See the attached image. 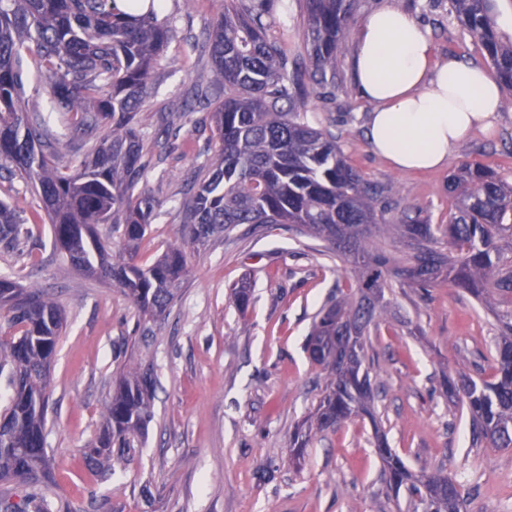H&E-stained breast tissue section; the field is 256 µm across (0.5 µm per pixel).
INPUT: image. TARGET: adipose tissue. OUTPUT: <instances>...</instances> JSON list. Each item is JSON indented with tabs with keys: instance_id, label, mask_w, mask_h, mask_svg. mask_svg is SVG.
<instances>
[{
	"instance_id": "1",
	"label": "adipose tissue",
	"mask_w": 512,
	"mask_h": 512,
	"mask_svg": "<svg viewBox=\"0 0 512 512\" xmlns=\"http://www.w3.org/2000/svg\"><path fill=\"white\" fill-rule=\"evenodd\" d=\"M352 73L369 114L372 150L397 171L446 167L475 132L496 135L504 91L478 65L436 63L427 32L402 9L368 13L354 36Z\"/></svg>"
}]
</instances>
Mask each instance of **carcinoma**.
Wrapping results in <instances>:
<instances>
[{
    "mask_svg": "<svg viewBox=\"0 0 512 512\" xmlns=\"http://www.w3.org/2000/svg\"><path fill=\"white\" fill-rule=\"evenodd\" d=\"M267 0H224L207 22L206 51L214 82L208 101L224 91L208 120L218 140L199 166L194 192L180 204L181 237L204 244L239 224H286L320 240L357 275L320 307L305 350L323 374L309 417L291 436L299 463L319 436L360 415L374 416L377 376L368 336L384 320L385 288H432L447 282L491 312L499 339L492 375L448 381L472 431L473 448L512 447V184L494 169L466 163L448 187L446 224H427L402 211L385 218L384 189L350 166L336 135L306 115L310 97L331 103L346 30L359 0H298L304 53L288 55ZM498 0H448L462 32L478 40L504 89L512 92V37L500 35ZM175 30L159 22L154 2L130 21L115 0H0V171L21 175L49 218L53 246L71 268L110 280L145 317L162 315L188 273L182 248L150 264L125 259L157 217L158 202L140 186L146 172L135 113L159 81L156 65ZM32 55L53 110L84 133L77 164L56 163L57 138L41 114L25 107V56ZM103 133H98V130ZM111 224L123 248L95 230ZM30 229L0 201V249L16 252ZM0 377L12 394L0 412V480L27 488L25 512H67L42 490L47 477V368L66 327L60 306L38 290L0 277ZM152 375L129 368L106 405L88 458L114 470L112 449L130 447L151 418ZM376 454L388 488L407 491V512H468L462 486L443 469L410 471L385 439Z\"/></svg>",
    "mask_w": 512,
    "mask_h": 512,
    "instance_id": "carcinoma-1",
    "label": "carcinoma"
}]
</instances>
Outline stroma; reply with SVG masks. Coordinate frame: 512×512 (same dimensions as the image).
Here are the masks:
<instances>
[{"instance_id":"obj_1","label":"stroma","mask_w":512,"mask_h":512,"mask_svg":"<svg viewBox=\"0 0 512 512\" xmlns=\"http://www.w3.org/2000/svg\"><path fill=\"white\" fill-rule=\"evenodd\" d=\"M428 31L435 57L484 64L477 39L448 14V0H393ZM219 0H167L179 31L159 61L161 78L136 114L151 145L142 181L159 203L137 262L152 263L180 245L178 207L199 165L218 144L204 119L212 104L191 97L212 79L201 48ZM353 36H346L334 104L310 99L308 116L335 134L350 165L384 187L390 215L401 211L444 224L452 208L448 178L463 163L495 168L512 182V97L496 136L475 134L446 168L400 174L367 138L372 104L351 74ZM181 129L155 148L167 125ZM0 199L33 222L21 251L0 252V275L54 298L67 327L49 369L45 433L49 499L71 512H396L381 478L373 428L355 417L317 438L300 464L289 440L322 384L304 351L314 317L330 292L348 287L323 242L280 225L240 224L205 245L184 246L188 274L177 300L160 317L142 318L124 290L67 267L55 253L41 203L20 177L0 179ZM182 245V244H181ZM248 281L246 312L231 290ZM384 321L370 336L380 387L378 416L390 448L412 470L441 466L455 476L469 512H512V448H475L467 419L441 386L443 377L474 375L497 337L494 317L461 289L386 292ZM154 378L152 418L113 473L97 472L87 446L129 365Z\"/></svg>"}]
</instances>
